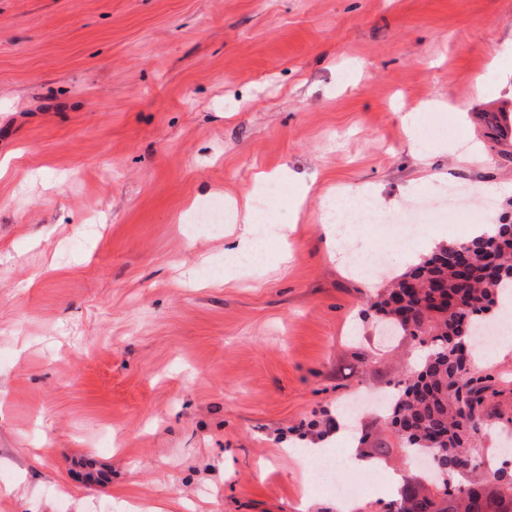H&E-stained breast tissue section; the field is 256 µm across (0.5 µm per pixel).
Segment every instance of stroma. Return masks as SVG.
<instances>
[{
    "label": "stroma",
    "instance_id": "stroma-1",
    "mask_svg": "<svg viewBox=\"0 0 512 512\" xmlns=\"http://www.w3.org/2000/svg\"><path fill=\"white\" fill-rule=\"evenodd\" d=\"M511 37L512 0H0V512H383L373 475L341 464L345 504L289 452L418 351L377 336L321 207L380 188L360 246L393 275L512 215V141L486 123L512 125ZM419 109L448 146L425 167L401 126ZM283 166L266 214L294 232L224 277L235 217L194 209ZM457 186L467 217L416 210ZM478 373L491 455L512 349Z\"/></svg>",
    "mask_w": 512,
    "mask_h": 512
}]
</instances>
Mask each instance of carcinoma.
I'll return each instance as SVG.
<instances>
[{"mask_svg":"<svg viewBox=\"0 0 512 512\" xmlns=\"http://www.w3.org/2000/svg\"><path fill=\"white\" fill-rule=\"evenodd\" d=\"M512 292V222L465 242H446L392 278L371 309L392 335L411 333L422 348L417 368L398 383L384 405V422L403 451L438 458L445 481L427 474L402 484L386 512H512V475L491 469L477 441L490 435L476 416L489 386L472 370L474 330L489 326ZM364 429L357 456L385 464L389 449Z\"/></svg>","mask_w":512,"mask_h":512,"instance_id":"cac0c4a2","label":"carcinoma"}]
</instances>
